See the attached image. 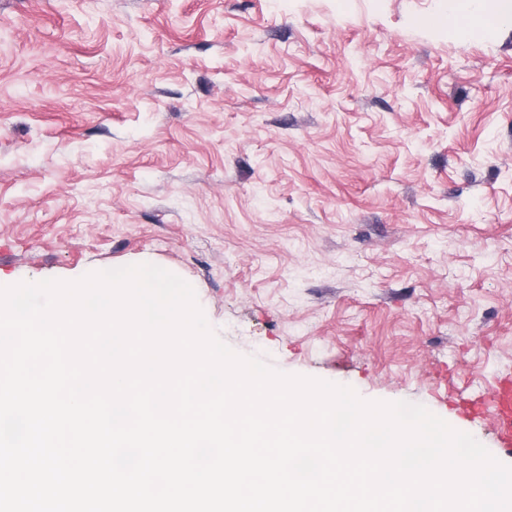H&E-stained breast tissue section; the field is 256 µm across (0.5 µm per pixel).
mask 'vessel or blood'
Returning <instances> with one entry per match:
<instances>
[{
    "mask_svg": "<svg viewBox=\"0 0 512 512\" xmlns=\"http://www.w3.org/2000/svg\"><path fill=\"white\" fill-rule=\"evenodd\" d=\"M436 379L449 393L457 410L464 417L479 419L494 428L495 439L500 447H512V379H499L492 394H473L468 384L458 376L437 373Z\"/></svg>",
    "mask_w": 512,
    "mask_h": 512,
    "instance_id": "1",
    "label": "vessel or blood"
}]
</instances>
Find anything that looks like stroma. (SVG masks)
<instances>
[{
	"label": "stroma",
	"mask_w": 512,
	"mask_h": 512,
	"mask_svg": "<svg viewBox=\"0 0 512 512\" xmlns=\"http://www.w3.org/2000/svg\"><path fill=\"white\" fill-rule=\"evenodd\" d=\"M0 0V285L150 263L275 370L512 375V0ZM486 0H444V7L448 18L456 17L457 15L468 16L471 19L479 22L486 20V12L484 8Z\"/></svg>",
	"instance_id": "1"
}]
</instances>
